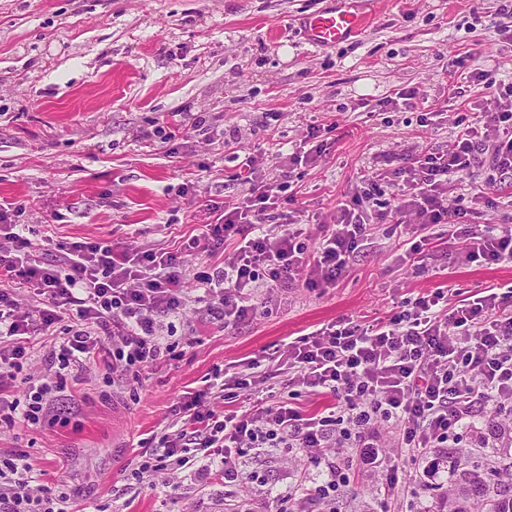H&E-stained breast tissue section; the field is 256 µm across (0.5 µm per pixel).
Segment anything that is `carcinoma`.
<instances>
[{
  "instance_id": "cac0c4a2",
  "label": "carcinoma",
  "mask_w": 512,
  "mask_h": 512,
  "mask_svg": "<svg viewBox=\"0 0 512 512\" xmlns=\"http://www.w3.org/2000/svg\"><path fill=\"white\" fill-rule=\"evenodd\" d=\"M499 476L495 466L481 468L461 451L448 453V512H512V482L492 481Z\"/></svg>"
}]
</instances>
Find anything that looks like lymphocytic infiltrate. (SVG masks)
Returning a JSON list of instances; mask_svg holds the SVG:
<instances>
[{"label":"lymphocytic infiltrate","instance_id":"1","mask_svg":"<svg viewBox=\"0 0 512 512\" xmlns=\"http://www.w3.org/2000/svg\"><path fill=\"white\" fill-rule=\"evenodd\" d=\"M471 78L482 84L483 101L478 111L456 116L448 146L406 155L403 165L363 179L320 220L321 238L313 247L298 216L266 223L278 204L258 182L263 160L253 155L233 175L248 185V195L222 209L209 207V221L176 251L87 238L57 244L46 262L26 225L17 222V208L0 205V393L28 366L31 337L50 331L63 311L72 312L73 323L49 355L59 369L95 361L137 372L170 354L158 317H182L191 300L186 280H193L212 323L240 321L257 312L262 294L289 287L296 277L312 288L334 285L381 224H414L429 233L444 224L450 238H467L463 261H511V229L463 230L481 206L496 205L498 187L512 181V81H490L482 71ZM325 150L320 127L311 126L299 146L275 152L270 161L289 174ZM479 168L487 172L483 189L468 198L457 193ZM232 239V257L211 264ZM19 285L33 288L43 306L21 308ZM286 366L287 389L270 404L226 413L205 406L201 397L185 399L180 427L161 434L140 473L169 461L184 464L189 451L201 470L234 480L244 449L296 448L310 464L327 467L324 483L309 496L317 502L346 481L341 467L327 460L333 437L361 448L378 422H392L404 448L428 457L449 433L475 419L512 416V296L475 294L460 304L440 292L422 296L367 329L330 326L295 338ZM64 389L60 380L41 384L24 405L0 396V424L39 422ZM303 389L329 395L332 407L303 414L293 405ZM30 472L26 454L6 462L0 478L12 484L0 492V512H55L54 491L32 488Z\"/></svg>","mask_w":512,"mask_h":512}]
</instances>
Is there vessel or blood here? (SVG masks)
Here are the masks:
<instances>
[{
	"label": "vessel or blood",
	"mask_w": 512,
	"mask_h": 512,
	"mask_svg": "<svg viewBox=\"0 0 512 512\" xmlns=\"http://www.w3.org/2000/svg\"><path fill=\"white\" fill-rule=\"evenodd\" d=\"M371 0H333L303 20L306 41L315 47L333 46L362 32L373 19Z\"/></svg>",
	"instance_id": "1"
}]
</instances>
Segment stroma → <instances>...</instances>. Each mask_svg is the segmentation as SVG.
<instances>
[{
    "label": "stroma",
    "instance_id": "obj_1",
    "mask_svg": "<svg viewBox=\"0 0 512 512\" xmlns=\"http://www.w3.org/2000/svg\"><path fill=\"white\" fill-rule=\"evenodd\" d=\"M504 0H373L374 19L358 36L316 48L301 19L329 0H0V201L22 205L20 223L42 234L46 215L57 241L107 238L168 250L204 224L207 202L236 203L248 188L233 181L238 157L295 145L309 125L324 127L328 149L288 177L266 171L272 195L288 210L333 212L357 175H372L385 155L444 146L457 112L478 92L481 69L512 76V41L501 33ZM416 99L380 112L379 99L404 88ZM435 112L429 126L423 113ZM205 130H194L198 116ZM183 128L177 146L140 131ZM241 128L223 145L216 133ZM405 228L380 225L335 286L298 281L265 297L249 321L220 327L189 303L165 338L173 356L139 374L97 363L65 370L58 412L40 422L0 427V460L28 454L32 474L64 499L65 512H303L304 490L325 468L295 448H256L236 481L196 465L137 472L151 439L170 428L186 393L280 356L289 341L339 321L362 326L400 312L405 301L442 290L458 302L512 287V260L495 265L459 258L465 240L425 241L426 266L404 258ZM52 336L32 339L34 360L5 391L26 401L49 381ZM381 463L338 457L347 483L320 512H446L448 474L409 458L393 426L369 436ZM472 461L493 460L512 441L495 429L448 437Z\"/></svg>",
    "mask_w": 512,
    "mask_h": 512
}]
</instances>
